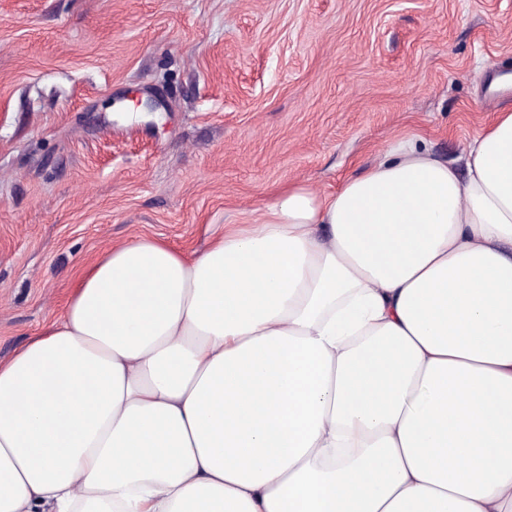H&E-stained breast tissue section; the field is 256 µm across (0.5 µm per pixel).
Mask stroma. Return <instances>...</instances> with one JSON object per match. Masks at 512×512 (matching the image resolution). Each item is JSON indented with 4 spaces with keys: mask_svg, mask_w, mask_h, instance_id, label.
<instances>
[{
    "mask_svg": "<svg viewBox=\"0 0 512 512\" xmlns=\"http://www.w3.org/2000/svg\"><path fill=\"white\" fill-rule=\"evenodd\" d=\"M511 72L512 0H0V361L112 246L192 254L404 134L459 159Z\"/></svg>",
    "mask_w": 512,
    "mask_h": 512,
    "instance_id": "stroma-1",
    "label": "stroma"
}]
</instances>
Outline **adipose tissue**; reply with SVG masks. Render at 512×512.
Instances as JSON below:
<instances>
[{"instance_id": "adipose-tissue-1", "label": "adipose tissue", "mask_w": 512, "mask_h": 512, "mask_svg": "<svg viewBox=\"0 0 512 512\" xmlns=\"http://www.w3.org/2000/svg\"><path fill=\"white\" fill-rule=\"evenodd\" d=\"M0 512H512V109L106 252L0 362Z\"/></svg>"}]
</instances>
